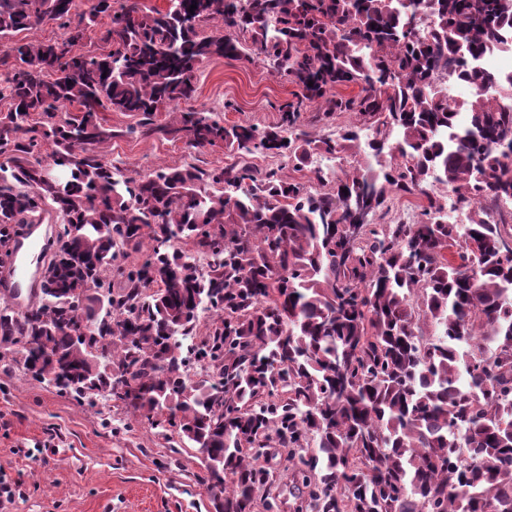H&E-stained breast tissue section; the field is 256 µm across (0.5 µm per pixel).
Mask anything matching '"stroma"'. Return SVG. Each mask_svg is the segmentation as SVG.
I'll list each match as a JSON object with an SVG mask.
<instances>
[{"label": "stroma", "mask_w": 512, "mask_h": 512, "mask_svg": "<svg viewBox=\"0 0 512 512\" xmlns=\"http://www.w3.org/2000/svg\"><path fill=\"white\" fill-rule=\"evenodd\" d=\"M296 91L266 63L217 59L200 65L197 93L179 108L267 126ZM100 117L116 133L109 158L131 175L234 160L224 150H192L176 139L125 136L132 119L119 112ZM0 473L24 492L9 512H214L195 449L153 434L111 404L78 405L17 368L0 369Z\"/></svg>", "instance_id": "35a3bbf8"}]
</instances>
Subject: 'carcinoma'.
Here are the masks:
<instances>
[{"mask_svg": "<svg viewBox=\"0 0 512 512\" xmlns=\"http://www.w3.org/2000/svg\"><path fill=\"white\" fill-rule=\"evenodd\" d=\"M101 16L105 50L85 53ZM50 22L61 37H19ZM506 29L512 0H0V239L55 224L38 301L0 302V346L80 403L126 375L112 406L205 451L215 512H256L273 450L297 512H512V212L492 216L512 204V111L483 94L512 80L459 57ZM254 57L299 88L276 124L174 108L202 63ZM448 70L468 98L436 89ZM310 103L356 121L313 136ZM103 110L241 159L128 175ZM362 144L374 163L315 168V192L248 161L301 171ZM417 191L419 223L376 222Z\"/></svg>", "mask_w": 512, "mask_h": 512, "instance_id": "cac0c4a2", "label": "carcinoma"}]
</instances>
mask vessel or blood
I'll return each mask as SVG.
<instances>
[{"label":"vessel or blood","mask_w":512,"mask_h":512,"mask_svg":"<svg viewBox=\"0 0 512 512\" xmlns=\"http://www.w3.org/2000/svg\"><path fill=\"white\" fill-rule=\"evenodd\" d=\"M50 232V225L42 224L37 232L20 236L14 244L8 288L15 305H25L36 291L43 263L41 242Z\"/></svg>","instance_id":"b4317fda"}]
</instances>
